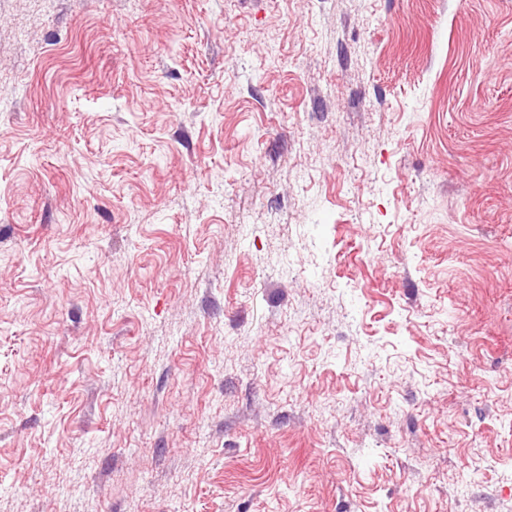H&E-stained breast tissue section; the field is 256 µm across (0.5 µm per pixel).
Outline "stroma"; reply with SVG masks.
<instances>
[{
    "mask_svg": "<svg viewBox=\"0 0 512 512\" xmlns=\"http://www.w3.org/2000/svg\"><path fill=\"white\" fill-rule=\"evenodd\" d=\"M0 512H512V0H0Z\"/></svg>",
    "mask_w": 512,
    "mask_h": 512,
    "instance_id": "35a3bbf8",
    "label": "stroma"
}]
</instances>
